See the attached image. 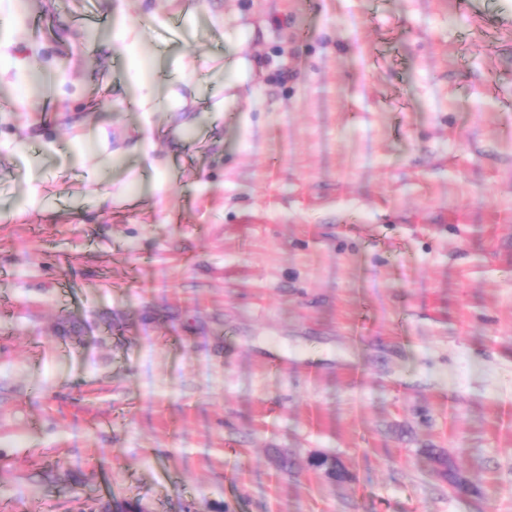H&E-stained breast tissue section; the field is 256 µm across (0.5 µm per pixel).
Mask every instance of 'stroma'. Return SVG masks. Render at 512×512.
<instances>
[{"instance_id":"stroma-1","label":"stroma","mask_w":512,"mask_h":512,"mask_svg":"<svg viewBox=\"0 0 512 512\" xmlns=\"http://www.w3.org/2000/svg\"><path fill=\"white\" fill-rule=\"evenodd\" d=\"M16 10L0 512H512V0Z\"/></svg>"}]
</instances>
